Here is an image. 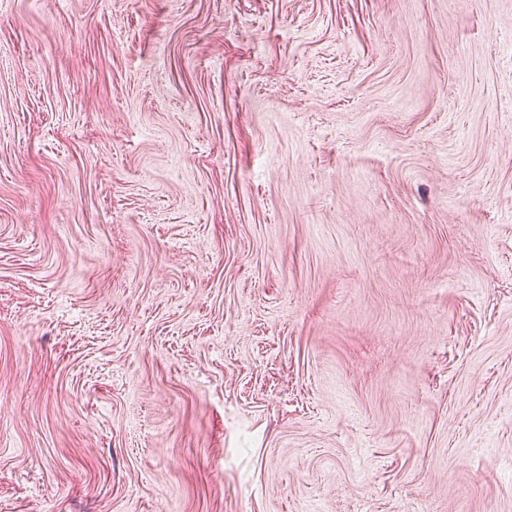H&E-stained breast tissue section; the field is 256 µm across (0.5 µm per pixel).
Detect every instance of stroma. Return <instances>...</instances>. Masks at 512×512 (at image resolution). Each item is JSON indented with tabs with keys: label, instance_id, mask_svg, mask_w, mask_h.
<instances>
[{
	"label": "stroma",
	"instance_id": "obj_1",
	"mask_svg": "<svg viewBox=\"0 0 512 512\" xmlns=\"http://www.w3.org/2000/svg\"><path fill=\"white\" fill-rule=\"evenodd\" d=\"M0 512H512V0H0Z\"/></svg>",
	"mask_w": 512,
	"mask_h": 512
}]
</instances>
